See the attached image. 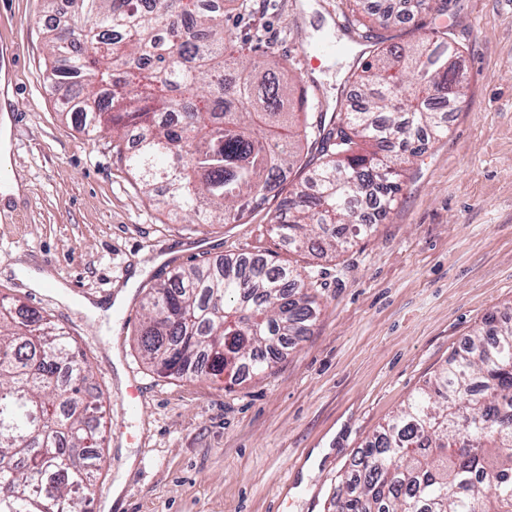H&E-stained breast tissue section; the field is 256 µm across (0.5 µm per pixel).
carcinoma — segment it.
Returning <instances> with one entry per match:
<instances>
[{"mask_svg":"<svg viewBox=\"0 0 512 512\" xmlns=\"http://www.w3.org/2000/svg\"><path fill=\"white\" fill-rule=\"evenodd\" d=\"M50 29L47 79L62 113L87 133L112 131L146 191L188 224H233L277 201L273 229L326 254L373 231L423 137L448 132L443 106L463 93L461 49L437 32L408 48L341 0L345 33L371 60L349 76L359 105L290 103L283 61L257 55L224 26V0H68ZM309 177L279 194L294 169ZM311 284L290 266L229 257L173 274L142 305L141 352L167 376L202 378L270 367L315 321ZM91 366L62 328L0 298V512H76L102 467ZM69 448H87L75 457ZM512 315L490 318L374 437L341 479L334 512H512Z\"/></svg>","mask_w":512,"mask_h":512,"instance_id":"obj_1","label":"carcinoma"}]
</instances>
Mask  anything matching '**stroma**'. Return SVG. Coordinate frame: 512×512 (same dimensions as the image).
<instances>
[{"mask_svg": "<svg viewBox=\"0 0 512 512\" xmlns=\"http://www.w3.org/2000/svg\"><path fill=\"white\" fill-rule=\"evenodd\" d=\"M226 12L234 34L271 49L306 90L308 109L355 98L345 78L358 48L312 57L328 40L336 0H255ZM44 0H0V47L15 50L0 80L13 85L17 120L9 164L26 185L0 199V296L48 316L91 362L107 432L87 512H329L342 474L424 381L485 318L512 310V0H450L384 30L402 45L437 31L462 48L464 96L448 134L422 141L373 233L321 257L275 237L271 212L247 223L184 224L156 205L112 148L59 113ZM262 254L312 275L319 314L265 374L186 380L143 363L141 306L189 266ZM147 271L130 276L136 264ZM51 269L67 292L87 291L93 317L56 289L33 288L18 267ZM142 386L137 413L124 402ZM324 449L310 464L313 449ZM124 488L107 502L115 482Z\"/></svg>", "mask_w": 512, "mask_h": 512, "instance_id": "1", "label": "stroma"}]
</instances>
